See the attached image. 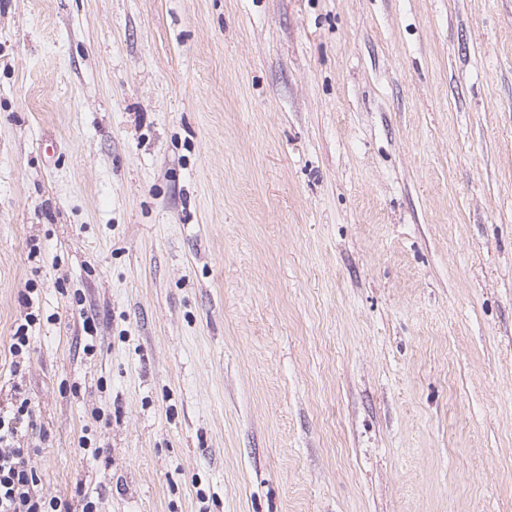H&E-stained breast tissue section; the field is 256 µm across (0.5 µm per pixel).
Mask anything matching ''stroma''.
I'll list each match as a JSON object with an SVG mask.
<instances>
[{"label":"stroma","mask_w":512,"mask_h":512,"mask_svg":"<svg viewBox=\"0 0 512 512\" xmlns=\"http://www.w3.org/2000/svg\"><path fill=\"white\" fill-rule=\"evenodd\" d=\"M20 396L75 512H512V0H0Z\"/></svg>","instance_id":"35a3bbf8"}]
</instances>
